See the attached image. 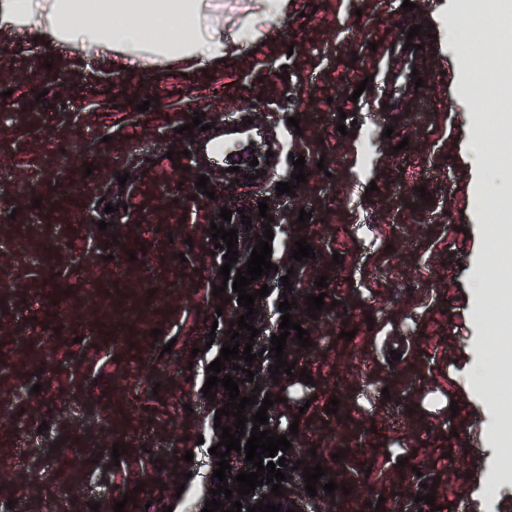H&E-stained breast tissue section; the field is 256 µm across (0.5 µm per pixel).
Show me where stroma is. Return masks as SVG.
<instances>
[{
    "mask_svg": "<svg viewBox=\"0 0 512 512\" xmlns=\"http://www.w3.org/2000/svg\"><path fill=\"white\" fill-rule=\"evenodd\" d=\"M223 2L226 62L207 73L166 62L113 77L94 55L76 64L64 47L32 50L19 25L0 32V280L13 288L0 304V372L10 377L0 499L24 512H54L61 492L72 512L119 500L125 512L204 503L213 434L201 389L219 347L193 358L182 350L190 327L208 335L217 317L203 288L210 223L239 192L214 175L213 195L197 186L203 170L183 155V128L200 112L218 126L243 117L287 134V153L246 189L268 204L273 260L299 237L311 244L302 294L316 293L317 278L328 283L329 303L307 326L312 344L294 356L312 383L283 374L275 387L271 428L300 418L289 489L322 512H404L430 490L436 503L423 512H470L489 430L463 393V361L482 358L469 292L491 245L476 230L483 199L461 153L474 75L448 39L457 0H414L408 12L404 0H294L280 15L262 0ZM414 25L429 34L412 60L423 85L390 104L385 69L400 64ZM364 80L369 90L356 93ZM301 157L306 182L277 195ZM93 195L116 210L98 212L108 228L88 238ZM303 209L311 218L300 230ZM87 277L93 302L76 289ZM72 310L80 320L61 324ZM50 333L57 345L97 350L96 363L70 362L64 389L40 369ZM102 363L119 374L103 376ZM116 443L120 466L135 468L120 491L96 463ZM305 447L337 491L307 497L295 467Z\"/></svg>",
    "mask_w": 512,
    "mask_h": 512,
    "instance_id": "35a3bbf8",
    "label": "stroma"
}]
</instances>
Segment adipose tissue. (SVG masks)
<instances>
[{"instance_id":"1","label":"adipose tissue","mask_w":512,"mask_h":512,"mask_svg":"<svg viewBox=\"0 0 512 512\" xmlns=\"http://www.w3.org/2000/svg\"><path fill=\"white\" fill-rule=\"evenodd\" d=\"M0 17L21 21L38 47L95 51L113 72L147 53L193 68L224 65L222 0H0ZM482 140L465 129V159L481 194L512 192L511 177L479 163Z\"/></svg>"}]
</instances>
